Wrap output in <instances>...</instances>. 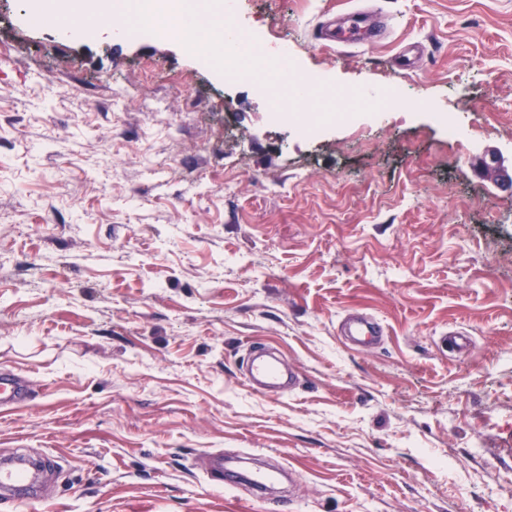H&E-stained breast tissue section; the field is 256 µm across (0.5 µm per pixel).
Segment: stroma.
I'll return each mask as SVG.
<instances>
[{
	"mask_svg": "<svg viewBox=\"0 0 512 512\" xmlns=\"http://www.w3.org/2000/svg\"><path fill=\"white\" fill-rule=\"evenodd\" d=\"M239 3L312 99L0 0V370L33 395L0 460L56 459L47 512H269L206 451L290 470L295 512H512V189L480 170L512 162V0ZM357 7L374 45L318 40ZM251 345L292 390L248 388ZM344 336L360 344H372L382 335V327L375 319L360 315H350L341 327Z\"/></svg>",
	"mask_w": 512,
	"mask_h": 512,
	"instance_id": "stroma-1",
	"label": "stroma"
}]
</instances>
